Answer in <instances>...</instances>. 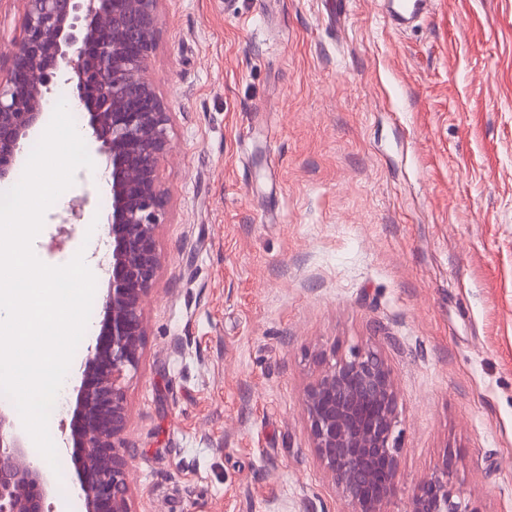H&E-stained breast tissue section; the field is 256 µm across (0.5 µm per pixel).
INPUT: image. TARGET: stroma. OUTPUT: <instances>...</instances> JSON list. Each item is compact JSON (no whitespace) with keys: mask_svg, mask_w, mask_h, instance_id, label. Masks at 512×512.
<instances>
[{"mask_svg":"<svg viewBox=\"0 0 512 512\" xmlns=\"http://www.w3.org/2000/svg\"><path fill=\"white\" fill-rule=\"evenodd\" d=\"M161 0L148 72L173 114L161 267L126 380L133 512H350L303 397L378 346L398 491L442 459L475 512H512V0ZM47 210L68 263L109 207ZM387 10L385 18L393 29L403 28L405 23L426 12L430 0H397Z\"/></svg>","mask_w":512,"mask_h":512,"instance_id":"obj_1","label":"stroma"}]
</instances>
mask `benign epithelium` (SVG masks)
<instances>
[{
  "instance_id": "7a95c632",
  "label": "benign epithelium",
  "mask_w": 512,
  "mask_h": 512,
  "mask_svg": "<svg viewBox=\"0 0 512 512\" xmlns=\"http://www.w3.org/2000/svg\"><path fill=\"white\" fill-rule=\"evenodd\" d=\"M159 0H26L24 36L0 63V180L11 174L42 123L59 75L88 114L96 152L111 168L112 253L100 320L80 365L61 452L76 465L77 512H133L134 448L125 376L143 357V310L161 257L166 204L160 176L171 151L168 112L147 78L160 23ZM317 459L352 512H388L398 487V398L375 348L328 363L304 397ZM443 459L404 512H475L450 485ZM47 470L35 465L11 410L0 406V512H55Z\"/></svg>"
}]
</instances>
